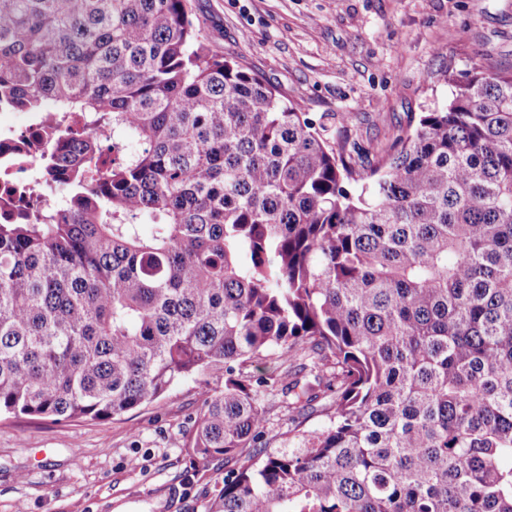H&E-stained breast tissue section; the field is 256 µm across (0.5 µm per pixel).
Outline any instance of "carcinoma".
Returning a JSON list of instances; mask_svg holds the SVG:
<instances>
[{
	"instance_id": "1",
	"label": "carcinoma",
	"mask_w": 512,
	"mask_h": 512,
	"mask_svg": "<svg viewBox=\"0 0 512 512\" xmlns=\"http://www.w3.org/2000/svg\"><path fill=\"white\" fill-rule=\"evenodd\" d=\"M446 82L364 168L189 0H0V105L50 145L0 221V416L212 378L207 512H512V72ZM265 405L272 404L269 421L266 425L267 438L270 439V448H288V408L281 403V395H266Z\"/></svg>"
}]
</instances>
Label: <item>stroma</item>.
I'll return each mask as SVG.
<instances>
[{"mask_svg":"<svg viewBox=\"0 0 512 512\" xmlns=\"http://www.w3.org/2000/svg\"><path fill=\"white\" fill-rule=\"evenodd\" d=\"M209 46L302 111L335 114L361 164L445 104L446 73L512 71V0H190ZM188 379L106 420H0V512H206L224 462L190 443Z\"/></svg>","mask_w":512,"mask_h":512,"instance_id":"35a3bbf8","label":"stroma"}]
</instances>
